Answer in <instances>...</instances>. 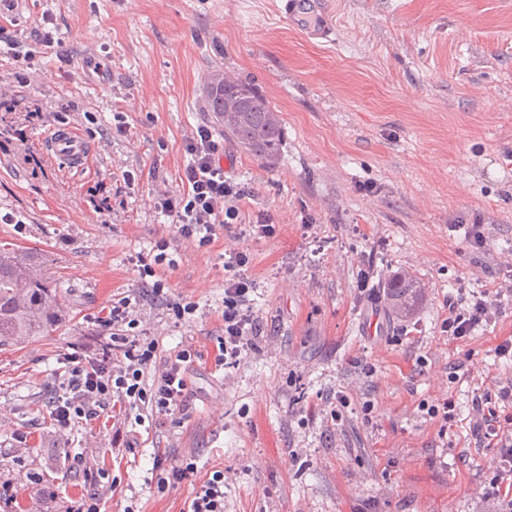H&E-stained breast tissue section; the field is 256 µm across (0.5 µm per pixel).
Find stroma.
Returning a JSON list of instances; mask_svg holds the SVG:
<instances>
[{"instance_id": "35a3bbf8", "label": "stroma", "mask_w": 512, "mask_h": 512, "mask_svg": "<svg viewBox=\"0 0 512 512\" xmlns=\"http://www.w3.org/2000/svg\"><path fill=\"white\" fill-rule=\"evenodd\" d=\"M276 4L19 0L21 52L34 49L35 28L62 50L39 54L42 77L23 90L42 121L25 140L0 139V216L24 217L0 223V247L38 250L60 282L63 320L0 347V481L19 490L10 512H66L89 465L120 481L104 512H180L191 485L159 491L152 463L190 453L228 468L224 512H494L478 492L495 451L477 447L465 412L476 389L512 377L496 350L512 339V299L470 340L448 341L441 323L447 297L494 287L512 252V0H330L328 46L304 39ZM217 71L254 83L279 110L276 167L226 139L208 112L203 86ZM61 110L95 149L84 171L47 150ZM201 123L223 139L228 177L249 190L237 229L268 334L238 368L195 363L183 425L141 433L132 451L113 448L103 420L61 438L49 418L54 373L71 347L98 346L114 299L141 292L131 257L169 241L156 274L170 298L196 304L177 323L164 302H141L163 352H209L224 333L223 238L191 249L146 200L158 185L180 189L183 140ZM106 132L108 155L96 150ZM114 154L135 187L113 190L106 222L89 191ZM266 214L274 234L254 237ZM463 224L482 225L486 247L466 242ZM369 268L379 280L407 269L426 284L415 319L392 320L360 290ZM338 390L351 404L330 436L322 398ZM446 397L461 414L444 429L421 406ZM33 473L42 484L29 483Z\"/></svg>"}]
</instances>
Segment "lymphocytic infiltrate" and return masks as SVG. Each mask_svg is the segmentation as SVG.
Returning <instances> with one entry per match:
<instances>
[{
  "label": "lymphocytic infiltrate",
  "instance_id": "1",
  "mask_svg": "<svg viewBox=\"0 0 512 512\" xmlns=\"http://www.w3.org/2000/svg\"><path fill=\"white\" fill-rule=\"evenodd\" d=\"M187 162L181 170L179 192L153 190L148 202L171 218L178 235L198 246L224 234V334L213 351V367H238L256 349L265 333L250 297L252 283L246 271L247 249L232 228L247 191L224 172V142L207 124H199L184 139ZM512 297V281L473 294L467 307L449 300L442 330L449 340L470 339L480 324L494 322ZM141 299L128 294L114 303L104 321L111 331L109 342L90 349L74 348L64 357L51 405L54 426L65 432L108 416L112 419V445L133 449L139 427L181 424L191 402L188 372L199 353L195 346L159 355L156 333L141 326L137 309ZM469 428L479 444L500 451L493 463L495 476L484 488L483 498L495 500L496 512H512V378L498 382L495 393H475L468 416ZM158 488L190 482L192 496L181 512H224L223 468L200 471L194 457L171 465H153Z\"/></svg>",
  "mask_w": 512,
  "mask_h": 512
}]
</instances>
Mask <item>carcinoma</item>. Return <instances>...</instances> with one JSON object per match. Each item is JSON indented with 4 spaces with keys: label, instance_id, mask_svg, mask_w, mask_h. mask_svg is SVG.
I'll return each instance as SVG.
<instances>
[{
    "label": "carcinoma",
    "instance_id": "cac0c4a2",
    "mask_svg": "<svg viewBox=\"0 0 512 512\" xmlns=\"http://www.w3.org/2000/svg\"><path fill=\"white\" fill-rule=\"evenodd\" d=\"M239 104L224 135L256 159L275 165L281 159L284 126L280 112L252 83L224 77L223 87L207 96L209 111L219 114L228 102ZM426 300V285L403 270L388 280L385 301L389 316L410 320ZM59 292L43 274V261L29 250L0 249V346L44 336L58 321Z\"/></svg>",
    "mask_w": 512,
    "mask_h": 512
}]
</instances>
